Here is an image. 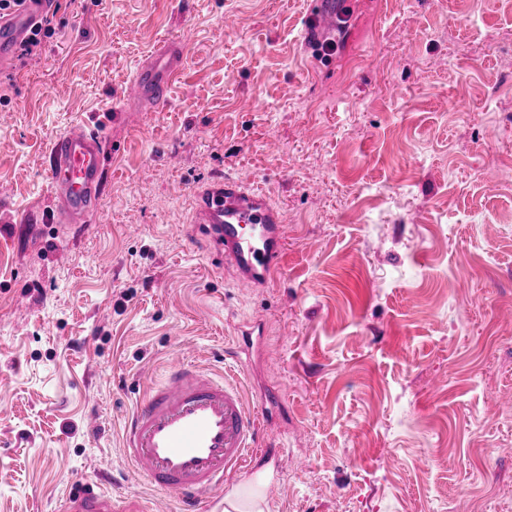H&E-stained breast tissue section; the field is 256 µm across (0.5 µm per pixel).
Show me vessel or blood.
<instances>
[{
    "label": "vessel or blood",
    "instance_id": "b4317fda",
    "mask_svg": "<svg viewBox=\"0 0 512 512\" xmlns=\"http://www.w3.org/2000/svg\"><path fill=\"white\" fill-rule=\"evenodd\" d=\"M56 0H26L23 8L0 17V68L39 17ZM183 38L170 41L141 65L127 96L157 110L168 102L174 79L185 65ZM106 142L98 133L73 128L54 143L48 165L57 224L89 223L99 205L105 170ZM194 220L202 224L211 247L239 282L257 286L282 268L289 226L265 193L251 189L247 175L219 176L193 192ZM252 333L237 338L240 374L252 365ZM181 362L138 400L123 433L130 470L156 490L143 500L100 488L98 482L72 486L62 512H207L223 495L228 475L244 471L257 455L258 433L273 419L278 395L257 391L246 400L238 378L216 374L196 361L193 351L180 350Z\"/></svg>",
    "mask_w": 512,
    "mask_h": 512
}]
</instances>
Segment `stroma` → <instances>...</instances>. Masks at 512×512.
Instances as JSON below:
<instances>
[{"mask_svg":"<svg viewBox=\"0 0 512 512\" xmlns=\"http://www.w3.org/2000/svg\"><path fill=\"white\" fill-rule=\"evenodd\" d=\"M59 4L0 70V512H56L97 467L151 498L126 416L180 349L224 372L243 329L281 354L246 386L283 395L269 512H512V0H334V32L312 0ZM182 35L168 107L129 113ZM77 125L107 166L63 227L47 156ZM239 172L293 229L264 287L192 224Z\"/></svg>","mask_w":512,"mask_h":512,"instance_id":"obj_1","label":"stroma"}]
</instances>
